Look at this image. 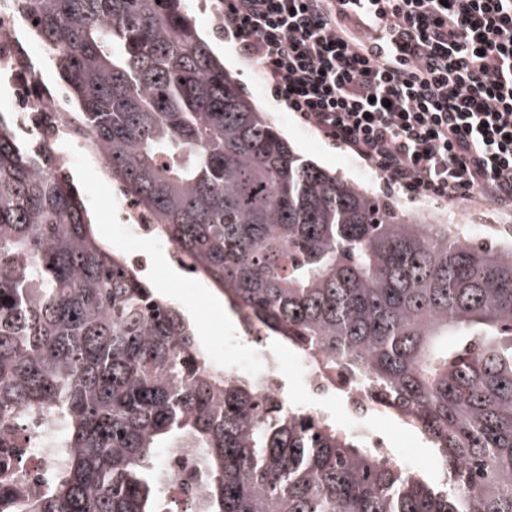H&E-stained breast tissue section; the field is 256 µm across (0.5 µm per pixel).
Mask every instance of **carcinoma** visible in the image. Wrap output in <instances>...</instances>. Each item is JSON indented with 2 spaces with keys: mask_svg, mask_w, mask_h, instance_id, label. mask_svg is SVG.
I'll return each instance as SVG.
<instances>
[{
  "mask_svg": "<svg viewBox=\"0 0 512 512\" xmlns=\"http://www.w3.org/2000/svg\"><path fill=\"white\" fill-rule=\"evenodd\" d=\"M122 192L229 309L360 375L446 470L435 488L336 421L208 365L184 313L95 234L52 151L0 113V430L58 459L0 512H512V255L303 160L186 0H17ZM163 468L171 473L173 482L168 487V492L176 499L190 503L198 495V478L194 482H188L185 475L197 468L194 457L164 456L162 459Z\"/></svg>",
  "mask_w": 512,
  "mask_h": 512,
  "instance_id": "cac0c4a2",
  "label": "carcinoma"
}]
</instances>
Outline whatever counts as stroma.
<instances>
[{
    "instance_id": "stroma-1",
    "label": "stroma",
    "mask_w": 512,
    "mask_h": 512,
    "mask_svg": "<svg viewBox=\"0 0 512 512\" xmlns=\"http://www.w3.org/2000/svg\"><path fill=\"white\" fill-rule=\"evenodd\" d=\"M189 6L215 53L223 57L225 68L301 156L325 169L340 173L371 194L387 199L407 211L437 216L453 232L512 249V211H502L478 197L460 203H439L426 198H413L399 189L389 188L356 155L334 145L274 99L269 85L244 61L236 45L220 33L221 17L214 7L206 5L205 0H189ZM70 174L80 188L96 234L118 252L145 259L144 277L187 316L203 350L210 354L212 367L223 368L224 359L213 354V345L231 334L236 322L235 317L227 312L223 294L213 288L185 286L181 268L158 248L152 236L127 235L122 232L114 218V188L108 171L74 168ZM364 425L366 429L386 436L388 449L393 456L410 459L412 468L423 472L430 483L437 486L442 484L445 470L419 431L403 424L393 415L382 412L368 416Z\"/></svg>"
}]
</instances>
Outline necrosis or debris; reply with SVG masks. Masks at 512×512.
Returning <instances> with one entry per match:
<instances>
[{"mask_svg":"<svg viewBox=\"0 0 512 512\" xmlns=\"http://www.w3.org/2000/svg\"><path fill=\"white\" fill-rule=\"evenodd\" d=\"M28 25V20L17 10L16 0H0V88L9 96L12 123L28 140L55 143L59 166L97 169L101 157L89 151L74 134L68 96L61 88L49 86L41 79L46 53L26 38ZM243 338L251 340L254 348L251 354L240 356L236 347ZM265 339L264 328L241 323L235 335L225 337L220 346L225 354L224 373L256 379L262 383L264 393L287 398L281 359L266 348ZM293 369L305 400L314 403L335 400L344 406L345 428H352L354 419L378 407L377 396L359 378L328 368L317 349L296 350Z\"/></svg>","mask_w":512,"mask_h":512,"instance_id":"4bbe7bcc","label":"necrosis or debris"}]
</instances>
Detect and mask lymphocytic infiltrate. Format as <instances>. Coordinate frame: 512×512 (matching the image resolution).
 <instances>
[{
	"mask_svg": "<svg viewBox=\"0 0 512 512\" xmlns=\"http://www.w3.org/2000/svg\"><path fill=\"white\" fill-rule=\"evenodd\" d=\"M306 125L413 197L512 210V0H224Z\"/></svg>",
	"mask_w": 512,
	"mask_h": 512,
	"instance_id": "1",
	"label": "lymphocytic infiltrate"
}]
</instances>
